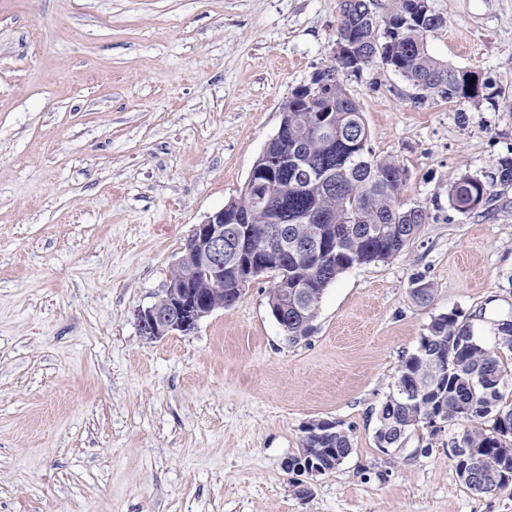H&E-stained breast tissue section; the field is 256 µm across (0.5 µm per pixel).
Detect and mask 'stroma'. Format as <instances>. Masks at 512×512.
I'll return each instance as SVG.
<instances>
[{
	"instance_id": "stroma-1",
	"label": "stroma",
	"mask_w": 512,
	"mask_h": 512,
	"mask_svg": "<svg viewBox=\"0 0 512 512\" xmlns=\"http://www.w3.org/2000/svg\"><path fill=\"white\" fill-rule=\"evenodd\" d=\"M438 59L512 90V0H429ZM338 0H0V512H512L448 457L451 426L374 439L376 410L438 315L486 347L512 318V184L462 215L448 178L494 174L512 108L411 90L374 62L345 82L376 155L429 219L342 273L288 344L258 278L195 331L149 343L195 224L237 198L293 90L332 61ZM428 282L418 303L415 281ZM350 455L302 475L307 425ZM321 423H312L309 424L305 428V436L304 438H316L318 436L319 427H321ZM303 439L301 448L297 455H292L288 457V459H293L297 462L294 464L293 461H289L288 459L285 461L284 467L286 471H290L295 473L296 475H314V474H322L325 470L332 471L336 468V465L333 466L328 457H332V454L329 450H334L336 453H340L346 457L350 454L352 450V443L350 435L347 431H345L339 424H336V427L331 428L326 431V433L316 441H309ZM315 448H328L325 452H317ZM317 454L321 456V461L323 462V466L318 463H314L312 459L306 461H300L301 459H307L308 457H314ZM300 461V463H298ZM289 465V466H288Z\"/></svg>"
}]
</instances>
